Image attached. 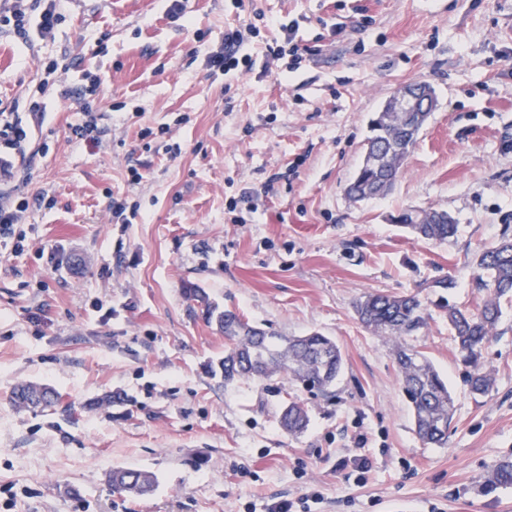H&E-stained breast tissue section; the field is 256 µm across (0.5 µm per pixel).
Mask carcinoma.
<instances>
[{
	"mask_svg": "<svg viewBox=\"0 0 512 512\" xmlns=\"http://www.w3.org/2000/svg\"><path fill=\"white\" fill-rule=\"evenodd\" d=\"M420 130L411 129L405 117L396 112H378L370 120L365 148L367 161L360 165L346 189L354 201L380 196L381 186L394 184L403 173L406 156L415 147ZM442 217L440 224H408L416 236L444 242L456 235L458 224L447 212H433ZM475 288L484 297L474 311L437 304L448 318L454 341L464 362L471 368L469 391L487 394L493 386V375L484 369L481 359L485 344L498 325L501 301H512V239L503 238L480 251L475 261ZM189 300L196 302L208 322L224 333L227 346L219 369L224 381L238 379H270L287 376L325 389L340 375L344 359L336 341L321 333L306 336H275L249 325L231 310H222L202 288L186 289ZM359 320L379 335L395 342L394 356L402 390L409 399L414 431L424 442L442 447L448 442V429L455 412V396L433 363L420 351L397 343L403 336L420 331L429 313L415 294L389 295L366 293L355 305ZM56 392L45 385L21 384L12 393L18 408L31 409L51 405ZM281 427L290 434H300L309 425L307 409L292 401L279 416ZM112 490L140 497L153 491L156 479L146 470L118 467L108 475ZM486 488L512 486V459L497 462L485 480Z\"/></svg>",
	"mask_w": 512,
	"mask_h": 512,
	"instance_id": "carcinoma-1",
	"label": "carcinoma"
}]
</instances>
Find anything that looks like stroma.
I'll list each match as a JSON object with an SVG mask.
<instances>
[{
  "instance_id": "stroma-1",
  "label": "stroma",
  "mask_w": 512,
  "mask_h": 512,
  "mask_svg": "<svg viewBox=\"0 0 512 512\" xmlns=\"http://www.w3.org/2000/svg\"><path fill=\"white\" fill-rule=\"evenodd\" d=\"M257 9L297 26L300 64L260 57L277 36L263 27L254 73L214 71L225 29ZM62 13L26 43L0 29V113L32 127L0 176V196L29 203L20 245L0 244V512H265L311 494L312 512H512V487H483L512 456V302L479 398L436 309L472 308L475 255L512 237V0H186L178 21L164 0H64ZM413 83L438 106L403 175L349 200L370 117ZM89 90L96 148L68 139ZM406 209L448 211L458 232L420 239L392 221ZM191 286L267 332L332 337L336 384L225 382L224 335ZM369 291L433 310L402 342L456 396L445 447L418 439L391 344L357 317ZM25 381L55 406L17 410ZM292 400L310 418L296 436L278 422ZM115 467L153 473L154 492L114 493Z\"/></svg>"
}]
</instances>
